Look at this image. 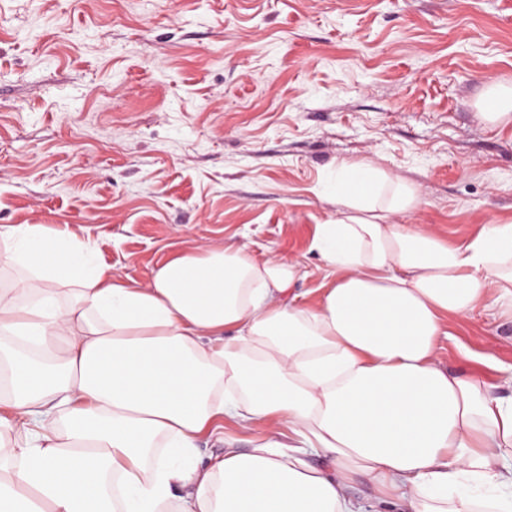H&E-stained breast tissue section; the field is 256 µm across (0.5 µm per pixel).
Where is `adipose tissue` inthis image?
<instances>
[{
	"instance_id": "obj_1",
	"label": "adipose tissue",
	"mask_w": 512,
	"mask_h": 512,
	"mask_svg": "<svg viewBox=\"0 0 512 512\" xmlns=\"http://www.w3.org/2000/svg\"><path fill=\"white\" fill-rule=\"evenodd\" d=\"M328 201L312 306L298 262L244 245L139 280L1 225L0 512H358L359 478L402 512H512V397L438 356L450 318L512 321V224L451 243L392 222L418 190L364 161ZM228 421L268 430L244 452Z\"/></svg>"
}]
</instances>
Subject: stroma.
<instances>
[{
	"mask_svg": "<svg viewBox=\"0 0 512 512\" xmlns=\"http://www.w3.org/2000/svg\"><path fill=\"white\" fill-rule=\"evenodd\" d=\"M512 0H0V225L44 224L143 278L245 244L323 280L345 162L417 185L452 243L512 224ZM440 357L500 384L512 322H449Z\"/></svg>",
	"mask_w": 512,
	"mask_h": 512,
	"instance_id": "35a3bbf8",
	"label": "stroma"
}]
</instances>
